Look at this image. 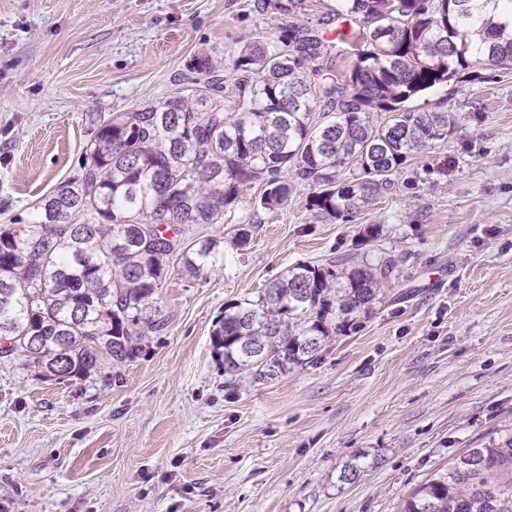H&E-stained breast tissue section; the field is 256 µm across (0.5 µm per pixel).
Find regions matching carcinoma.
Instances as JSON below:
<instances>
[{
    "label": "carcinoma",
    "mask_w": 512,
    "mask_h": 512,
    "mask_svg": "<svg viewBox=\"0 0 512 512\" xmlns=\"http://www.w3.org/2000/svg\"><path fill=\"white\" fill-rule=\"evenodd\" d=\"M333 16L306 19L308 0H256L292 16L244 44L232 61L236 92L207 56L181 76L187 94L131 112H92L79 174L0 225V357L40 377H91L105 361L142 352L144 313L181 257L199 277L217 243L185 246L181 227L218 224L253 184L254 206L274 211L297 185L322 222H349L393 187L413 154L436 147L455 114L407 103L477 66H512V35L477 0H339ZM350 21L336 42L354 55L332 70L320 26ZM322 82L315 83L316 77ZM374 110L390 113L382 126ZM300 262L257 299L224 306L214 353L230 379L272 380L316 358L332 334L373 311L392 264ZM403 512H512V434L470 448L419 486Z\"/></svg>",
    "instance_id": "obj_1"
}]
</instances>
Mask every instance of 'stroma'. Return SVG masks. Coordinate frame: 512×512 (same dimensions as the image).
Wrapping results in <instances>:
<instances>
[{
	"label": "stroma",
	"instance_id": "obj_1",
	"mask_svg": "<svg viewBox=\"0 0 512 512\" xmlns=\"http://www.w3.org/2000/svg\"><path fill=\"white\" fill-rule=\"evenodd\" d=\"M283 20L254 0H0V224L77 176L88 113L163 101L193 59L227 67ZM410 107L457 122L353 221H318L305 186L254 209V187L186 226L224 253L199 278L171 259L135 361L59 383L0 359V512H402L512 431V69ZM346 254L393 262L361 327L275 380L227 381L211 345L225 305Z\"/></svg>",
	"mask_w": 512,
	"mask_h": 512
}]
</instances>
